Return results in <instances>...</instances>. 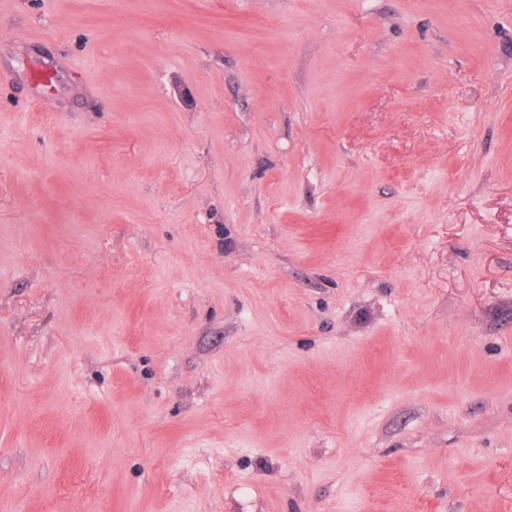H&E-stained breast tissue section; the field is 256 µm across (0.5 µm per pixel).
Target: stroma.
Masks as SVG:
<instances>
[{"mask_svg": "<svg viewBox=\"0 0 512 512\" xmlns=\"http://www.w3.org/2000/svg\"><path fill=\"white\" fill-rule=\"evenodd\" d=\"M0 512H512V0H0Z\"/></svg>", "mask_w": 512, "mask_h": 512, "instance_id": "stroma-1", "label": "stroma"}]
</instances>
